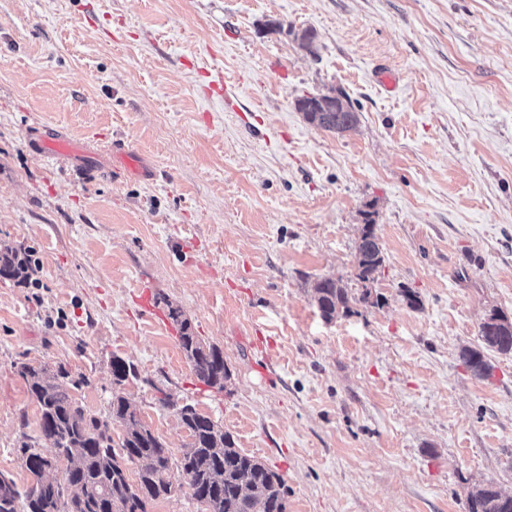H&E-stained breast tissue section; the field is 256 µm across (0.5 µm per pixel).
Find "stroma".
Here are the masks:
<instances>
[{"label":"stroma","instance_id":"35a3bbf8","mask_svg":"<svg viewBox=\"0 0 512 512\" xmlns=\"http://www.w3.org/2000/svg\"><path fill=\"white\" fill-rule=\"evenodd\" d=\"M218 79L228 99L202 93ZM333 93L355 130L297 109ZM45 129L84 142L92 169L43 158ZM116 140L156 179L114 180ZM369 216L384 263L367 284ZM4 247L37 261L34 282L0 279V472L19 491L21 444L46 446L19 365L64 364L104 416L119 357L175 459L178 492L148 512H197L185 404L283 476L287 512H468L489 481L512 494V353L486 351L483 378L460 356L492 313L512 318V0H0ZM322 277L378 302L325 321ZM143 280L221 350L226 388L197 379L172 320L136 312ZM340 96L341 99L336 98V104L331 106V112H323L318 108H315L312 112H307L310 105H318L320 101L327 98V95L304 97L298 100L297 108L300 112H303L304 118L311 125L317 118V112H320L318 126L315 127L330 133L342 134L357 127L359 115L351 101L345 95ZM373 219H366L356 246L357 277L364 282L373 281L383 265L384 257Z\"/></svg>","mask_w":512,"mask_h":512}]
</instances>
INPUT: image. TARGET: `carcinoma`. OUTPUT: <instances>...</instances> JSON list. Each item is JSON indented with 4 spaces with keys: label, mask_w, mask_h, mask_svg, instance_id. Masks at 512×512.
Listing matches in <instances>:
<instances>
[{
    "label": "carcinoma",
    "mask_w": 512,
    "mask_h": 512,
    "mask_svg": "<svg viewBox=\"0 0 512 512\" xmlns=\"http://www.w3.org/2000/svg\"><path fill=\"white\" fill-rule=\"evenodd\" d=\"M326 96L305 97L297 102L308 123L342 134L357 127L358 112L346 96L336 99L329 112L308 111ZM357 277L375 279L384 257L376 234L375 222L365 220L356 246ZM32 254L17 249L0 250V277L19 283L34 274ZM314 295L322 318L331 321L354 313L353 304L365 301L366 292L355 297L332 277H323L314 285ZM168 316L177 324L178 345L197 379L209 387L224 389L229 371L223 353L204 343L181 313L168 307ZM483 348L466 347L461 357L472 374L486 376L489 365L484 351L512 353V330L488 328L481 333ZM20 375L28 393L41 413V435L66 461L65 480L81 493L71 496L60 485L31 486L20 492L14 480L0 473V512H147L146 505L168 497L176 488L168 478L172 459L170 448L147 428L125 397L112 392L109 417L102 419L89 412L63 387L60 379L69 376L63 365L23 363ZM136 376L134 365L112 359L113 384L122 385ZM191 438L190 451L181 458L180 468L188 479L191 498L201 506L199 512H287V488L283 477L257 458L236 448L233 436L210 417L189 405L177 408ZM123 426L119 446H113L112 423ZM25 467L39 478L48 464L47 454L28 444L20 448ZM134 471H129V466ZM468 512H512V495L502 493L487 482L469 491Z\"/></svg>",
    "instance_id": "obj_1"
}]
</instances>
